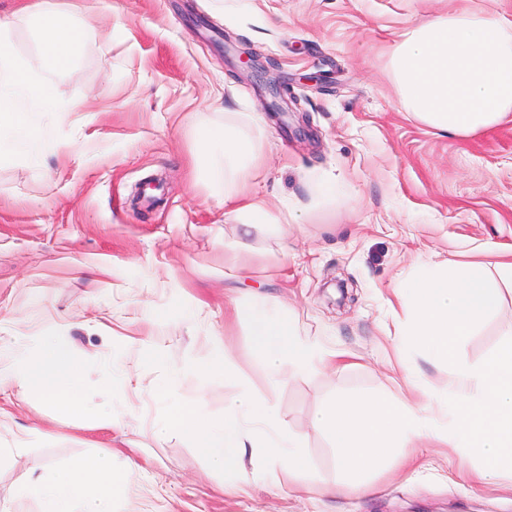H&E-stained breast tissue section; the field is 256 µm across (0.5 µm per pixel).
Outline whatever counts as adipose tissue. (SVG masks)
I'll return each instance as SVG.
<instances>
[{
    "label": "adipose tissue",
    "instance_id": "adipose-tissue-1",
    "mask_svg": "<svg viewBox=\"0 0 512 512\" xmlns=\"http://www.w3.org/2000/svg\"><path fill=\"white\" fill-rule=\"evenodd\" d=\"M38 31L37 64L16 57L0 39V156L40 157L51 146L43 116L56 108L55 76L76 60L85 34L47 0H29L0 13V32L17 21ZM394 81L405 108L435 132L466 137L501 123L512 114V13L480 5L430 15L399 33L390 51ZM198 152L208 164V178L233 199L247 181L254 141L240 127L224 124L206 130ZM255 354L270 374L291 363L310 371L333 363L334 350L302 339L288 319L260 307L246 312L233 305ZM37 355L10 353L0 382L8 381L58 411L82 407L80 364L58 337L46 336ZM125 476L112 457L96 454L48 468L39 476H21L19 497L35 512H112V501Z\"/></svg>",
    "mask_w": 512,
    "mask_h": 512
}]
</instances>
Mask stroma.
Returning a JSON list of instances; mask_svg holds the SVG:
<instances>
[{"mask_svg":"<svg viewBox=\"0 0 512 512\" xmlns=\"http://www.w3.org/2000/svg\"><path fill=\"white\" fill-rule=\"evenodd\" d=\"M469 0H87L72 19L82 55L57 75L61 111L47 123L61 147L38 162L0 160V346L37 352L38 336L65 337L82 366L84 408L54 412L0 387V505L21 474L98 451L126 473L112 512H512V475L477 481L480 462L447 441L404 449L347 486L335 450L312 430L339 392L408 394V369L427 392L447 389L452 367L393 337L405 311L395 290L429 262L512 256V120L469 137L442 136L406 112L390 45L411 21ZM259 53L286 83L288 123L238 67ZM249 128L256 159L247 192L272 216L297 223L251 228L224 219V191L195 158L199 132ZM155 176L161 199L137 200ZM336 185L333 197L318 187ZM464 344L472 364L512 338V288ZM263 303L293 318L301 336L343 351L336 371L285 365L278 383L253 353L243 324L224 322V298ZM223 341L239 377L275 403L305 438L309 470L242 476L224 487L190 441L157 439L155 392L165 378L140 346L176 362L206 358ZM235 382L181 377L176 395L214 418ZM128 403L119 425L101 424Z\"/></svg>","mask_w":512,"mask_h":512,"instance_id":"1","label":"stroma"}]
</instances>
